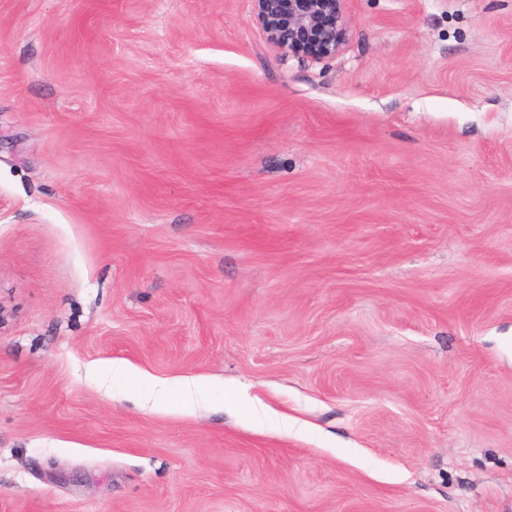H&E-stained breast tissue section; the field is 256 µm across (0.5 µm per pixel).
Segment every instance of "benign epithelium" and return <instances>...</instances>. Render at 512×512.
Here are the masks:
<instances>
[{
	"mask_svg": "<svg viewBox=\"0 0 512 512\" xmlns=\"http://www.w3.org/2000/svg\"><path fill=\"white\" fill-rule=\"evenodd\" d=\"M346 0H251L256 23L282 60L336 57L346 43Z\"/></svg>",
	"mask_w": 512,
	"mask_h": 512,
	"instance_id": "obj_1",
	"label": "benign epithelium"
}]
</instances>
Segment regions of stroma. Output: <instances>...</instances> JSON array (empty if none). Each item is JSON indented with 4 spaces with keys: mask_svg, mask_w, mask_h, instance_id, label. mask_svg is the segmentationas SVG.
Listing matches in <instances>:
<instances>
[{
    "mask_svg": "<svg viewBox=\"0 0 512 512\" xmlns=\"http://www.w3.org/2000/svg\"><path fill=\"white\" fill-rule=\"evenodd\" d=\"M345 8L0 0V512H512V0ZM256 23L283 61L336 57L346 43V0H251ZM93 375L127 377L132 384L138 385L137 391L144 407L149 405L151 410H166L175 401L177 410L187 414L193 413L198 397L213 385L200 379L173 383L134 371L127 364L116 361L99 367Z\"/></svg>",
    "mask_w": 512,
    "mask_h": 512,
    "instance_id": "stroma-1",
    "label": "stroma"
}]
</instances>
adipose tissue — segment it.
I'll return each mask as SVG.
<instances>
[{
  "instance_id": "1",
  "label": "adipose tissue",
  "mask_w": 512,
  "mask_h": 512,
  "mask_svg": "<svg viewBox=\"0 0 512 512\" xmlns=\"http://www.w3.org/2000/svg\"><path fill=\"white\" fill-rule=\"evenodd\" d=\"M97 373L105 377L128 378L136 385L143 405L156 411L175 407L180 412L193 413L199 396L210 388L208 382L200 379L173 383L134 371L127 364L116 361L99 367Z\"/></svg>"
}]
</instances>
